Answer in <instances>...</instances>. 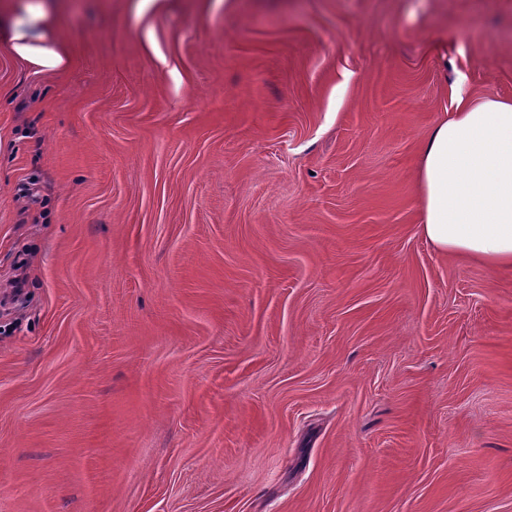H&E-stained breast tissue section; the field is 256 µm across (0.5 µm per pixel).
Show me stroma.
Returning <instances> with one entry per match:
<instances>
[{"label":"stroma","mask_w":512,"mask_h":512,"mask_svg":"<svg viewBox=\"0 0 512 512\" xmlns=\"http://www.w3.org/2000/svg\"><path fill=\"white\" fill-rule=\"evenodd\" d=\"M0 46V512H512V268L418 225L512 0H44ZM41 5L25 4L5 22L0 21V43L36 72H53L71 63L67 47L49 31Z\"/></svg>","instance_id":"1"}]
</instances>
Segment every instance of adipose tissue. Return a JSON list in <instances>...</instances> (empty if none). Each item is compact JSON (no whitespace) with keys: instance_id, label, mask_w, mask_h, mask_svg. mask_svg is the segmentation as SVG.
Listing matches in <instances>:
<instances>
[{"instance_id":"1","label":"adipose tissue","mask_w":512,"mask_h":512,"mask_svg":"<svg viewBox=\"0 0 512 512\" xmlns=\"http://www.w3.org/2000/svg\"><path fill=\"white\" fill-rule=\"evenodd\" d=\"M0 43L38 72L71 62L32 2L0 22ZM417 186L420 230L436 249L512 268V100L459 98L420 143Z\"/></svg>"}]
</instances>
